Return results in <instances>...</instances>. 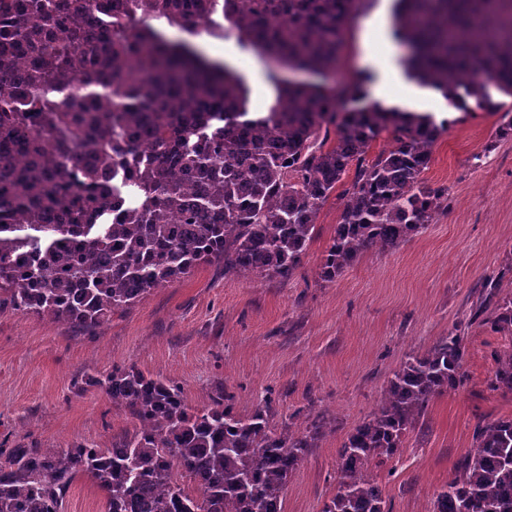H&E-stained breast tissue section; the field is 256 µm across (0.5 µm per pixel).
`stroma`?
<instances>
[{
  "instance_id": "obj_1",
  "label": "stroma",
  "mask_w": 512,
  "mask_h": 512,
  "mask_svg": "<svg viewBox=\"0 0 512 512\" xmlns=\"http://www.w3.org/2000/svg\"><path fill=\"white\" fill-rule=\"evenodd\" d=\"M393 35V0H364L353 15L330 84H364L372 32ZM208 49L243 60L250 108L274 64L235 39L207 38ZM415 108L448 127L422 175L451 198L432 224L391 250H372L332 282L319 265L340 212L330 198L304 265L289 281L228 278L205 264L156 288L94 332L18 311L0 312V442L62 448L109 447L136 424L99 379L120 365L178 384L190 410L232 394L240 414L272 394L275 426L306 427L318 416L330 429L288 480L284 512H321L336 484L337 451L374 412L393 372L424 353L453 324H465L463 388L435 397L400 454L375 472L393 512H433L437 493L456 473L482 420L512 418V392L494 389L496 353L512 336L470 324L485 278L512 262V138L494 140L499 114L449 113L440 93L420 88Z\"/></svg>"
}]
</instances>
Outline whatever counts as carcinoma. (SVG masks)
Listing matches in <instances>:
<instances>
[{"label": "carcinoma", "instance_id": "1", "mask_svg": "<svg viewBox=\"0 0 512 512\" xmlns=\"http://www.w3.org/2000/svg\"><path fill=\"white\" fill-rule=\"evenodd\" d=\"M361 0H0V310L81 330L202 264L227 278L287 281L303 266L321 208L342 201L320 266L332 281L367 251L398 246L448 207L422 185L447 122L327 86ZM512 0H395L407 75L460 112H499L512 137ZM227 21L222 25L216 17ZM237 40L316 82L270 75L275 98L249 111L241 75L159 24ZM395 146L370 155L386 128ZM472 321L512 335L502 278ZM455 325L396 370L378 408L337 452L322 512H391L372 463L400 452L432 399L464 386ZM135 428L108 448H0V512H61L87 475L104 512H283L288 479L328 422L272 425L221 393L189 410L179 386L135 365L104 380ZM492 387L512 392V350ZM434 512H512V418L478 423Z\"/></svg>", "mask_w": 512, "mask_h": 512}]
</instances>
